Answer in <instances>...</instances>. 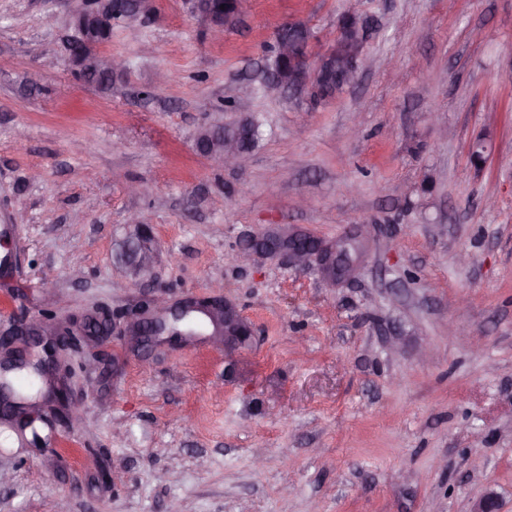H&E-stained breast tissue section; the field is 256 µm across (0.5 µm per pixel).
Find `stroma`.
I'll return each mask as SVG.
<instances>
[{
    "mask_svg": "<svg viewBox=\"0 0 512 512\" xmlns=\"http://www.w3.org/2000/svg\"><path fill=\"white\" fill-rule=\"evenodd\" d=\"M76 7L0 0V330L131 321L162 293L229 300L252 334L77 337L83 421L0 423V512H474L488 491L512 512V0H248L220 39L150 0L113 23L105 86L67 63ZM350 11L373 21L354 86L259 91L282 21ZM241 117L263 123L249 166H212L198 129ZM274 224L369 250L340 286L241 263Z\"/></svg>",
    "mask_w": 512,
    "mask_h": 512,
    "instance_id": "35a3bbf8",
    "label": "stroma"
}]
</instances>
